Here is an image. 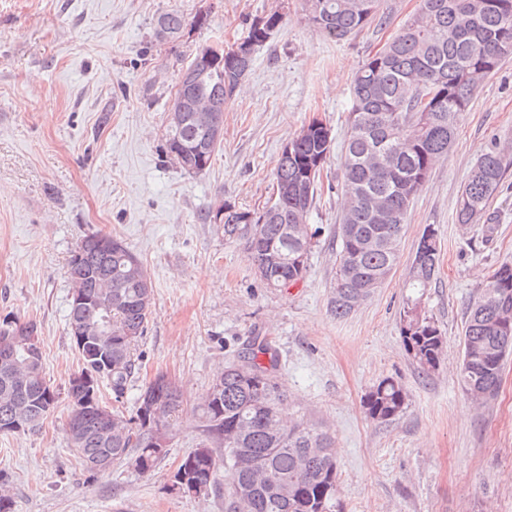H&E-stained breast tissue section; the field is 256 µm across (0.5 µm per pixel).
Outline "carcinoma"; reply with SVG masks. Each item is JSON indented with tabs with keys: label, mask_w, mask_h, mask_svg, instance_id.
<instances>
[{
	"label": "carcinoma",
	"mask_w": 512,
	"mask_h": 512,
	"mask_svg": "<svg viewBox=\"0 0 512 512\" xmlns=\"http://www.w3.org/2000/svg\"><path fill=\"white\" fill-rule=\"evenodd\" d=\"M312 27L336 40L346 39L384 19L378 0H304ZM273 12L250 23L244 40L262 46L278 28ZM207 18L192 22L177 11L157 18L154 31L178 39L188 26L202 27ZM512 56V0H420L417 12L389 43L369 57L353 81L349 135L344 147L342 179L345 204L341 217L340 249L336 255V281L330 310L336 318L348 316L369 299L371 283L386 279L399 261V242L408 210L435 161L448 152L463 112L473 92L500 62ZM253 57L235 59L227 53L213 62L203 85L175 97H185L182 126L166 129L165 140L189 145L196 138L193 110L196 104L232 100ZM293 148L281 155L275 171L279 207L251 212L224 204V237L250 232V259L262 270L269 288L303 280L308 272L309 237L294 229L306 223L317 193L321 166L331 147L322 131L309 130L292 138ZM509 148L494 147L472 168L457 202L461 224H476L486 217L509 167ZM106 235L92 233L76 245L69 260L70 281L94 284L95 274L112 269V375L105 378L115 401L123 397L136 367V347L152 315L153 282L141 259L123 242L107 253ZM439 251L435 229L422 233L411 263V286L425 288L437 275ZM512 325V265L505 263L486 281L468 308L463 337L460 379L465 391L489 395L500 385L505 359L512 353V335L501 330ZM37 334L34 322L5 321L4 331ZM400 335L406 354L423 375L435 372L445 336L435 321L411 300L400 314ZM279 353L265 337L254 336L224 367L217 379L221 391L211 386L199 405L205 441L189 452L178 471L195 485L174 490L198 497L217 489L218 472L224 471L225 512H340L336 500L338 465L331 433L304 419L286 423L280 406L286 392L277 382ZM135 415L127 418L113 409L112 428L119 434L107 445V427L92 411H81L83 443L71 448L80 465L109 453L112 463L128 460L140 472L155 468L165 455L147 451L159 428L140 420L144 394ZM47 381L43 370L29 381L24 397L32 429L46 417L42 398ZM163 428L171 432L182 400L177 391L166 393ZM407 394L400 382L384 378L362 398L374 420L389 421L406 407Z\"/></svg>",
	"instance_id": "1"
}]
</instances>
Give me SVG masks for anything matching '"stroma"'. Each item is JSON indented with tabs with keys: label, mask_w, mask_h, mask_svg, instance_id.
I'll list each match as a JSON object with an SVG mask.
<instances>
[{
	"label": "stroma",
	"mask_w": 512,
	"mask_h": 512,
	"mask_svg": "<svg viewBox=\"0 0 512 512\" xmlns=\"http://www.w3.org/2000/svg\"><path fill=\"white\" fill-rule=\"evenodd\" d=\"M419 4L379 0L384 25L337 41L308 23L302 0H0V321L36 323L43 372L60 393L37 427L0 434L13 512H224L223 492L179 497L170 479L202 439L197 407L213 379L254 334L276 343L288 418L303 417L335 439L341 512H512V355L493 395L476 402L460 384L466 312L494 271L512 263V170L488 208L494 233L455 217L476 160L492 143L512 145V57L480 82L447 155L417 192L398 265L350 315L330 311L353 77ZM170 9L208 22L159 44L155 19ZM279 10L281 26L224 105L210 167L189 174L163 159L180 71L216 36L236 41L254 18ZM315 119L333 144L307 215L317 231L308 273L269 288L247 236L225 239L200 212L222 202L260 210L276 191L285 144ZM429 226L440 269L416 293L410 265ZM92 233L122 240L154 285L121 401L125 416L159 373L183 397L169 451L148 473L123 463L91 475L68 445L63 391L82 361L68 333L67 269ZM415 293L446 338L428 376L400 335ZM387 377L404 386L406 408L380 422L361 399Z\"/></svg>",
	"instance_id": "35a3bbf8"
}]
</instances>
